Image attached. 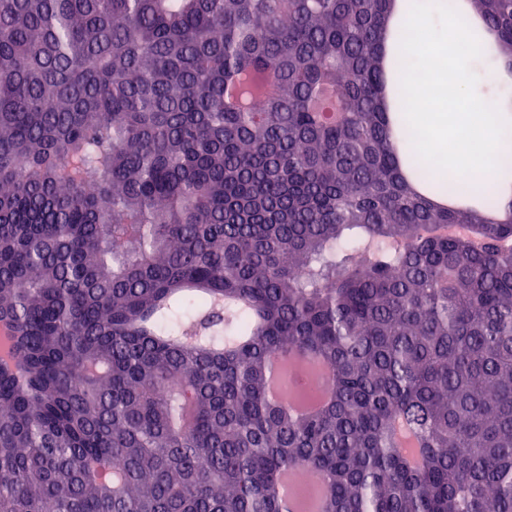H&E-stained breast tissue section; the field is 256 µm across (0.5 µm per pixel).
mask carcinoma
<instances>
[{
	"label": "carcinoma",
	"instance_id": "cac0c4a2",
	"mask_svg": "<svg viewBox=\"0 0 512 512\" xmlns=\"http://www.w3.org/2000/svg\"><path fill=\"white\" fill-rule=\"evenodd\" d=\"M396 12L0 0V512H512V198L390 124Z\"/></svg>",
	"mask_w": 512,
	"mask_h": 512
}]
</instances>
